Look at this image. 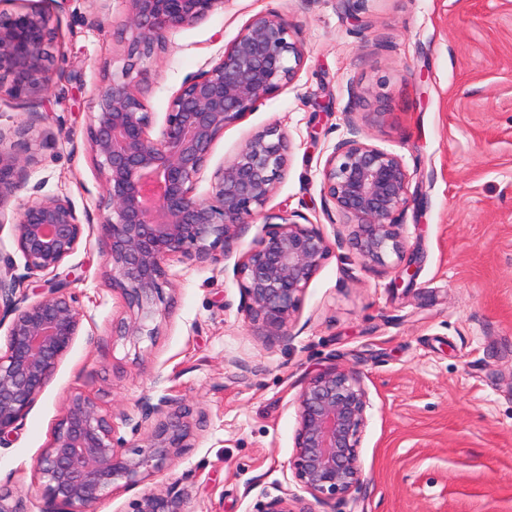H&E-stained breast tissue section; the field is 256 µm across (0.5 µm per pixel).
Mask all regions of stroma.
I'll return each instance as SVG.
<instances>
[{
    "label": "stroma",
    "mask_w": 512,
    "mask_h": 512,
    "mask_svg": "<svg viewBox=\"0 0 512 512\" xmlns=\"http://www.w3.org/2000/svg\"><path fill=\"white\" fill-rule=\"evenodd\" d=\"M26 5L50 14L54 61L36 102L0 83V150L33 157L24 189L0 209L10 216L29 198L59 197L94 218L104 186L86 128L101 88L122 75L128 4L0 0V14ZM271 10L302 44L303 65L225 129L209 165L234 157L252 132L286 133L288 168L264 210L320 225L332 253L285 339L247 320L234 274L262 223L243 226L221 265L171 256L169 311L158 335L135 346L112 333L126 306L96 235L84 239L65 264L83 331L0 447V490L27 512L41 508L35 461L77 391L124 412L116 431L131 443L146 398L181 397L198 421L189 448L97 512H128L176 480L190 512H257L265 497L304 496L292 468L295 398L303 380L333 365L358 371L368 393L359 448L367 479L313 512H512V0H227L145 62L153 129L184 80ZM31 111L41 120L23 141L15 130ZM350 117L415 172L402 222L418 273L405 291L392 287L393 266L365 265L339 242L345 226L325 216L321 171Z\"/></svg>",
    "instance_id": "1"
}]
</instances>
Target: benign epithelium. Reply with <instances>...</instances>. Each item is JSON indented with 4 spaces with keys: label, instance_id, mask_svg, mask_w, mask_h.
<instances>
[{
    "label": "benign epithelium",
    "instance_id": "7a95c632",
    "mask_svg": "<svg viewBox=\"0 0 512 512\" xmlns=\"http://www.w3.org/2000/svg\"><path fill=\"white\" fill-rule=\"evenodd\" d=\"M131 38L122 77L102 87L87 141L104 182L99 240L112 290L128 308L116 335L134 344L158 334L167 314L166 261L178 254L192 264L217 266L241 228L263 218L264 233L238 262L235 273L246 316L269 335L288 336L305 289L332 253L316 224L298 214L262 208L288 166L290 139L271 127L251 134L242 149L217 166L206 195L196 194L211 148L224 129L257 103L289 84L303 62L290 25L275 11L253 16L207 70L185 79L171 99L160 132L151 135L141 65L165 48L170 36L205 21L228 0H126ZM54 38L49 17L36 8L0 15V74L11 77L18 97L44 91ZM348 137L335 144L321 172L327 215L347 219V243L368 265L396 257L395 287L413 281L417 257L407 252L399 216L412 201V174L402 156L362 137L347 121ZM33 156L0 151V202L22 187L21 173ZM14 245L26 277L50 276L51 288L27 301L23 278L0 257V325L9 322L8 347L0 353V445L22 425L29 409L69 351L83 313L59 279V269L84 239L70 201H33L17 212ZM298 428L294 476L317 502L344 498L366 475L358 448L368 395L358 372L328 367L305 380L296 397ZM135 429L146 436L130 444L116 434L114 415L75 393L66 401L51 443L35 463L41 481V512H95L120 488H130L189 447L195 423L178 396L141 402ZM178 482L131 502L130 512H188ZM259 512H311L297 497L276 496Z\"/></svg>",
    "mask_w": 512,
    "mask_h": 512
}]
</instances>
